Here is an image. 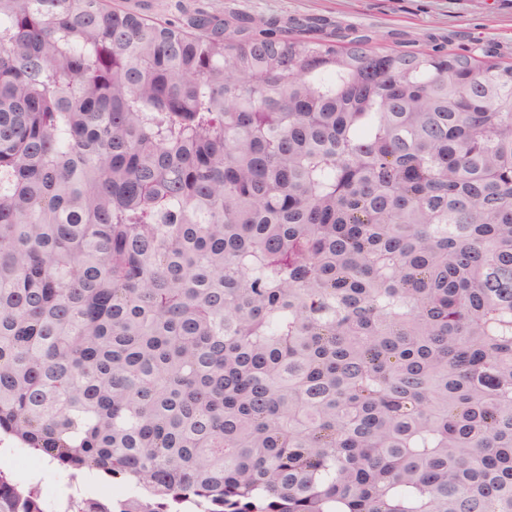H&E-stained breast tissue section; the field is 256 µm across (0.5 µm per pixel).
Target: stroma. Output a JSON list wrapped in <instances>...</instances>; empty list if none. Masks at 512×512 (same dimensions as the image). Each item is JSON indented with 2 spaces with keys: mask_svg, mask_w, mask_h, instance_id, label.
Masks as SVG:
<instances>
[{
  "mask_svg": "<svg viewBox=\"0 0 512 512\" xmlns=\"http://www.w3.org/2000/svg\"><path fill=\"white\" fill-rule=\"evenodd\" d=\"M109 9L165 24L207 12L220 19L276 23L290 35L332 40L371 31L381 49L476 47L512 60V0H106Z\"/></svg>",
  "mask_w": 512,
  "mask_h": 512,
  "instance_id": "obj_1",
  "label": "stroma"
}]
</instances>
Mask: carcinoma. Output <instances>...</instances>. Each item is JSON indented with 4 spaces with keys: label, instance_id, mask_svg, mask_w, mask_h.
I'll return each mask as SVG.
<instances>
[{
    "label": "carcinoma",
    "instance_id": "cac0c4a2",
    "mask_svg": "<svg viewBox=\"0 0 512 512\" xmlns=\"http://www.w3.org/2000/svg\"><path fill=\"white\" fill-rule=\"evenodd\" d=\"M5 437L55 512H512V63L0 0Z\"/></svg>",
    "mask_w": 512,
    "mask_h": 512
}]
</instances>
